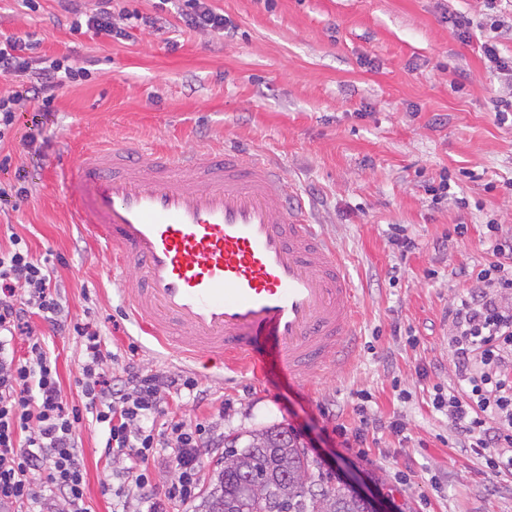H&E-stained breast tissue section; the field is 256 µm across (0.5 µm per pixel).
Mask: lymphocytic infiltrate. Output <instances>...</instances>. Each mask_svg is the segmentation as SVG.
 I'll list each match as a JSON object with an SVG mask.
<instances>
[{
	"instance_id": "1",
	"label": "lymphocytic infiltrate",
	"mask_w": 512,
	"mask_h": 512,
	"mask_svg": "<svg viewBox=\"0 0 512 512\" xmlns=\"http://www.w3.org/2000/svg\"><path fill=\"white\" fill-rule=\"evenodd\" d=\"M486 18L452 17L462 33L480 31L485 58L512 80V56L501 55L494 31L512 24V12L499 11V0H484ZM189 31L224 32L228 21L209 0H181L177 11ZM33 43L7 38L0 46V75L30 74V123L39 127L65 80L87 77L80 64L33 65ZM483 262L463 265L455 275L465 288L448 310V349L455 383L435 389L432 407L448 420L459 445L483 460L487 472L512 476V231L487 223ZM58 335L83 339L84 358L76 383L83 405L69 404L56 359L50 355L36 321ZM25 337V352L15 340ZM109 351L89 324L69 318L47 256L36 254L20 236L0 247V512H91L85 504L86 469L77 448L84 418L104 434L103 454L122 462L116 483L105 491L118 498L138 490L146 512H170L173 503L194 501L200 486V457L205 446L202 423L181 417L162 420V391H188L206 398L194 380L180 375H149L132 364L114 365ZM175 480L158 489L157 467ZM44 476L48 495H39L36 476Z\"/></svg>"
}]
</instances>
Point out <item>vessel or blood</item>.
Listing matches in <instances>:
<instances>
[{
    "label": "vessel or blood",
    "mask_w": 512,
    "mask_h": 512,
    "mask_svg": "<svg viewBox=\"0 0 512 512\" xmlns=\"http://www.w3.org/2000/svg\"><path fill=\"white\" fill-rule=\"evenodd\" d=\"M76 223L121 270L145 338L301 385L336 363L358 319L341 255L278 170L228 150L199 158L113 144L83 151Z\"/></svg>",
    "instance_id": "obj_1"
}]
</instances>
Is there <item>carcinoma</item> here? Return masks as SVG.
<instances>
[{"instance_id":"obj_1","label":"carcinoma","mask_w":512,"mask_h":512,"mask_svg":"<svg viewBox=\"0 0 512 512\" xmlns=\"http://www.w3.org/2000/svg\"><path fill=\"white\" fill-rule=\"evenodd\" d=\"M234 458L215 475L202 512H373L369 501L352 487L333 482L320 472L304 446L288 429L269 426L236 435L225 445ZM306 474L321 489L320 498L309 497L295 480Z\"/></svg>"}]
</instances>
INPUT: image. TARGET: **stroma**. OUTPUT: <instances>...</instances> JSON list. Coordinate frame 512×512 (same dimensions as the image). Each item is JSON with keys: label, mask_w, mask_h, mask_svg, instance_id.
<instances>
[{"label": "stroma", "mask_w": 512, "mask_h": 512, "mask_svg": "<svg viewBox=\"0 0 512 512\" xmlns=\"http://www.w3.org/2000/svg\"><path fill=\"white\" fill-rule=\"evenodd\" d=\"M234 29L221 36L182 30L168 12L163 31L133 29L106 42L49 22L57 0H0V41H37L42 64L84 61L90 76L65 83L36 130L0 144V182L24 170L30 194L0 204V244L10 234L52 254L71 317L88 319L109 350L148 373L193 378L208 402L164 395V410L202 422L216 447L201 460L209 491L225 438L279 425L296 435L328 476L351 477L393 512H512V478L483 472L461 451L427 387H448V305L463 285L451 271L480 260L483 224L512 226V124L492 99L507 82L485 59L480 36H462L452 16L481 18L483 0H210ZM98 142L179 149L199 157L234 148L278 168L314 223L340 252L359 307L346 356L310 389L270 371L258 381L204 357L182 358L143 337L122 299L112 253L95 247L68 208L79 187L70 169ZM452 194L433 203L441 175ZM468 227L465 237L454 225ZM401 228L419 244L393 251ZM399 267L398 282L388 271ZM56 357L65 397L78 398L84 347L39 324ZM399 415L404 439L362 428ZM363 431L369 461L346 453L336 434ZM79 453L94 512H112L101 486L116 470L103 433L85 422Z\"/></svg>", "instance_id": "obj_1"}]
</instances>
